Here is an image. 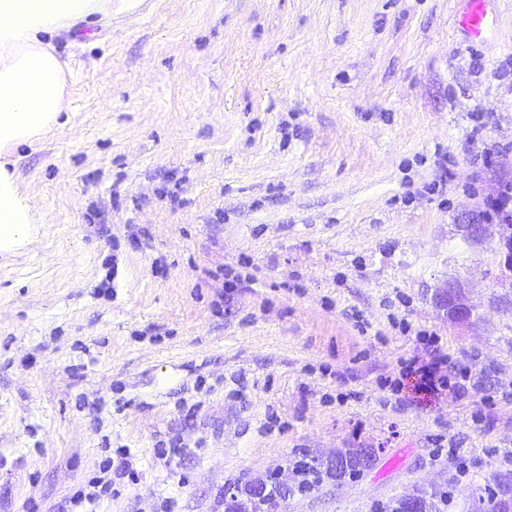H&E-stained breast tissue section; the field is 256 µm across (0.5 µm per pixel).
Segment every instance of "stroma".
I'll list each match as a JSON object with an SVG mask.
<instances>
[{
    "label": "stroma",
    "mask_w": 512,
    "mask_h": 512,
    "mask_svg": "<svg viewBox=\"0 0 512 512\" xmlns=\"http://www.w3.org/2000/svg\"><path fill=\"white\" fill-rule=\"evenodd\" d=\"M147 2L53 35L60 123L0 157L37 220L0 252V512H73L106 445L132 468L95 512H224L272 476L282 512H466L512 477V309L456 230L512 183V0L473 45L456 0ZM452 280L477 327L433 306ZM420 330L479 385L381 388ZM370 447L299 491L297 456Z\"/></svg>",
    "instance_id": "obj_1"
}]
</instances>
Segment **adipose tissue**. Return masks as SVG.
Returning <instances> with one entry per match:
<instances>
[{"label":"adipose tissue","mask_w":512,"mask_h":512,"mask_svg":"<svg viewBox=\"0 0 512 512\" xmlns=\"http://www.w3.org/2000/svg\"><path fill=\"white\" fill-rule=\"evenodd\" d=\"M130 0H0V151L51 133L64 109L65 65L47 35ZM30 213L0 166V249L29 240Z\"/></svg>","instance_id":"1"}]
</instances>
